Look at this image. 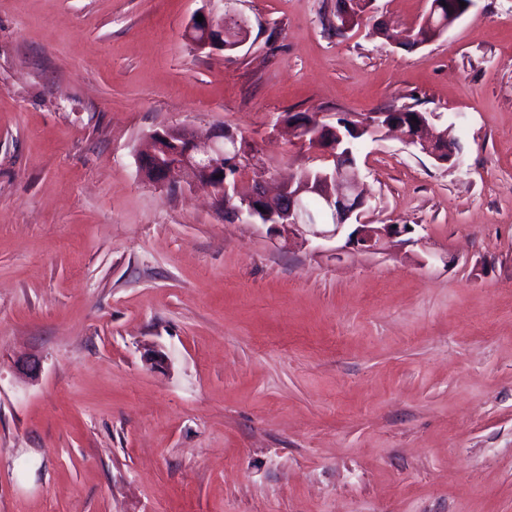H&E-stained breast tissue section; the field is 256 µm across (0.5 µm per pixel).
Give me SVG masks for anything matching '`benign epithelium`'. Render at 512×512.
<instances>
[{
  "instance_id": "7a95c632",
  "label": "benign epithelium",
  "mask_w": 512,
  "mask_h": 512,
  "mask_svg": "<svg viewBox=\"0 0 512 512\" xmlns=\"http://www.w3.org/2000/svg\"><path fill=\"white\" fill-rule=\"evenodd\" d=\"M433 0L431 12L448 15V20L434 30L441 37L468 11L473 0ZM204 21L191 20L187 33L200 48L221 46L235 50L246 41L247 22L236 14L221 16L203 14ZM288 124L294 135L311 147L318 148L334 159V167L306 173L299 181L282 185L275 192L267 189V177L261 160L252 144L232 133L219 129L207 148H200L194 134L186 127H171L151 134L140 151L141 171L156 183L163 182L175 172L189 181L213 187L219 198H224L229 168L238 171L250 169L254 173L250 194L233 214L243 212L268 227L270 235L289 242L296 236L333 239L355 220L348 235V243L363 251L379 250L382 243L409 231L405 225L363 224L361 213L365 198L357 192L351 174L354 163L353 149L357 137H380L385 129L400 131L407 144L419 147L440 163H449L457 156L455 143L434 132L428 138L421 133L428 126V113L374 112L359 120L345 115L333 124L323 123L311 115H290ZM319 202L316 210L308 201Z\"/></svg>"
}]
</instances>
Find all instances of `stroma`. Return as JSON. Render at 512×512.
Wrapping results in <instances>:
<instances>
[{"label": "stroma", "mask_w": 512, "mask_h": 512, "mask_svg": "<svg viewBox=\"0 0 512 512\" xmlns=\"http://www.w3.org/2000/svg\"><path fill=\"white\" fill-rule=\"evenodd\" d=\"M427 8L0 0V512H512V0L402 46ZM404 107L461 151L360 146L376 252L139 167L221 127L277 183L331 164L287 115ZM203 22L196 21V14L188 27L187 34L191 36L193 43L200 48H209L213 46H221L225 49L235 50L243 45L246 41V33L248 31L247 22L237 14L227 13L221 16H213L209 13L200 12ZM229 31H237L239 35L235 38L229 37ZM197 35V37H195ZM229 40V44L224 45L225 40Z\"/></svg>", "instance_id": "stroma-1"}]
</instances>
